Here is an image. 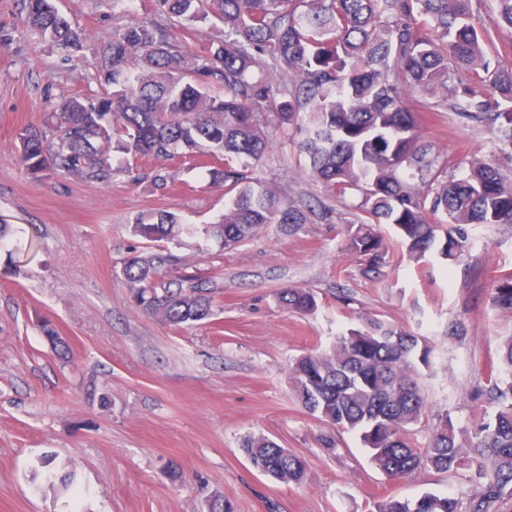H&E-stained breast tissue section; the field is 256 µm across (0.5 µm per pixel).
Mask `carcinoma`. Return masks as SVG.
<instances>
[{
    "mask_svg": "<svg viewBox=\"0 0 512 512\" xmlns=\"http://www.w3.org/2000/svg\"><path fill=\"white\" fill-rule=\"evenodd\" d=\"M26 23L50 47L69 51L81 34L53 0H24ZM166 23L134 20L103 49L94 99L70 97L41 127L19 133V160L33 179L60 172L108 186L116 172L140 177L143 159H202L224 187V214L196 233L235 247L270 224L297 232L327 220L309 203L282 199L253 176L277 129L303 132L299 155L327 190L355 200L345 253L372 279L390 264L379 226L396 234L402 256L420 264L437 254L452 265L474 246L468 228L512 224V178L472 161L457 176L448 155L421 142L410 100L447 107L493 130L512 151V71L490 70L472 0H155ZM207 23L217 35L198 50L173 29ZM152 249L122 259L119 276L134 305L175 326L214 315L208 281L166 278L176 257L160 245L187 232L176 214L146 211L129 225ZM493 303L512 312V270L491 275ZM280 303L317 309L313 291L285 288ZM433 346L383 319L298 358L290 382L324 424L359 434L369 461L392 479L421 468L468 473V489L388 496L375 512H512V336L482 370L475 399L496 405L468 427L438 417L425 447L417 435L427 408L422 369ZM241 449L258 472L285 484L305 478L304 461L263 436Z\"/></svg>",
    "mask_w": 512,
    "mask_h": 512,
    "instance_id": "1",
    "label": "carcinoma"
}]
</instances>
